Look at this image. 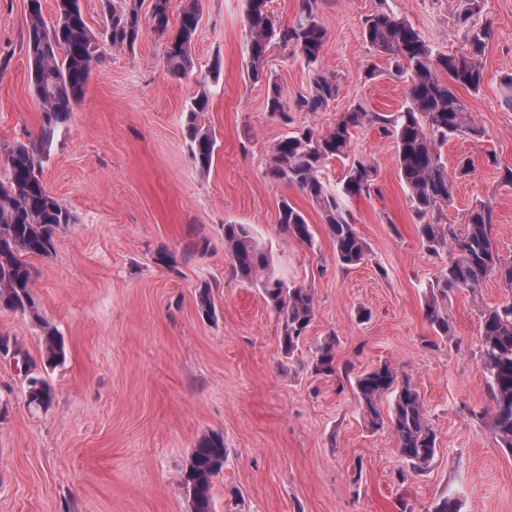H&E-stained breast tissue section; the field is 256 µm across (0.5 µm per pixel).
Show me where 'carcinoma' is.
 Segmentation results:
<instances>
[{
	"label": "carcinoma",
	"instance_id": "carcinoma-1",
	"mask_svg": "<svg viewBox=\"0 0 512 512\" xmlns=\"http://www.w3.org/2000/svg\"><path fill=\"white\" fill-rule=\"evenodd\" d=\"M102 2L105 25L98 32L88 26L80 0H56L68 4V8H57L53 24L44 20L40 0H33L29 6L22 46L42 125L36 137L7 149V164L0 167V308L29 318L42 332L40 361L26 358L31 369L27 405L37 410L48 409L55 399L42 370L63 364L66 351L63 337L45 320L35 301V271L29 258L52 257L58 231L75 223L71 209L46 188L43 164L61 125L83 101L93 70L103 63L101 44L132 50L148 26L164 38L168 70L181 77L192 66V43L200 20V0H183L175 26L170 24V0H151V13L146 19L139 0ZM320 2L302 0L296 20L283 25L268 11L267 0H248V78L266 84L267 111L285 125L291 123V118L281 86L268 74L267 53L271 44L282 43L292 46L307 64H317L327 40L319 19ZM480 11L481 0H458L455 19L465 29L466 48L456 54L436 50L419 30L393 13L381 9L369 15L364 40L376 52L391 57L394 75L409 83L407 105L388 118L358 104L325 132L308 125L301 127L274 146L268 168L270 177L299 188L324 213L336 262L342 267L358 265L369 255V247L351 224L344 202L370 192L376 170L365 159L350 157L352 131L366 123L380 124L395 139L399 173L423 247L431 253L444 249L449 255L444 273L428 286L424 306L425 318L442 337L449 336L452 329L449 293L459 288L474 290L490 276L512 288V265L503 264L498 254L489 205L473 206L459 229L442 222V207L452 204L456 180L468 174L471 161L459 159L450 172L442 159L441 146L454 136L482 134L456 92V88L463 87L477 93L483 84L481 56L492 38V28L471 23ZM337 91L336 79L315 69L310 94L297 99L295 107L321 112L335 100ZM208 104L209 95L203 87L190 102L185 122L190 156L202 170L210 168L216 150L214 137L198 125V115ZM332 157L352 158L342 185L336 189L328 187L322 178L323 164ZM277 224L281 232L313 245L310 224L285 199L279 205ZM224 251L230 256L233 276L262 289L281 322V349L294 355L315 317L311 290L277 276L271 251L247 224L224 225ZM480 340L490 400L488 426L501 447L512 450V301L482 312ZM335 358L333 340L326 339L314 347L316 371H335ZM357 389L364 416L371 426L379 428L385 419L380 403L384 396L394 395L387 419L397 436L399 453L412 471L426 468L435 456L437 437L411 381H398L394 371L383 365L359 376ZM225 457L222 433L207 431L197 439L180 474L190 512H214L213 482L224 470Z\"/></svg>",
	"mask_w": 512,
	"mask_h": 512
}]
</instances>
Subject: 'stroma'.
I'll return each instance as SVG.
<instances>
[{
    "instance_id": "1",
    "label": "stroma",
    "mask_w": 512,
    "mask_h": 512,
    "mask_svg": "<svg viewBox=\"0 0 512 512\" xmlns=\"http://www.w3.org/2000/svg\"><path fill=\"white\" fill-rule=\"evenodd\" d=\"M453 0H322L327 32L318 69L338 93L326 110L296 112L295 125L320 130L355 105L400 111L408 84L387 57L367 47V17L383 9L407 19L438 51L456 53L465 31ZM247 0H201L193 69L172 76L164 40L144 31L134 49L105 48L81 104L44 165L47 188L76 221L58 235L56 254L33 258L37 300L63 336L67 358L44 376L49 409L26 402L19 366L0 357V512H189L179 484L197 437L224 434V470L214 480L215 512H432L456 498L460 512H512V450L500 447L483 414L489 407L481 361L483 310L512 299L498 278L448 298L449 337L437 336L423 308L428 284L448 263L429 253L398 173L393 137L357 128L355 155L376 169L370 192L349 199L368 259L336 262L320 209L297 187L268 173L289 127L270 116L266 87L246 74ZM27 0H0V147L35 137L40 107L22 46ZM476 23L491 24L480 92L458 94L482 130L442 147L448 167L470 158L445 222L493 210V237L512 263V109L499 80L512 73V0H482ZM267 68L286 105L308 95L311 71L275 43ZM220 76H213V66ZM375 68V79L364 76ZM210 105L200 126L215 134L208 172L193 164L186 108L200 84ZM306 217L314 247L285 236L278 206ZM250 225L272 252L277 272L312 288L315 319L293 358L260 289L230 274L225 224ZM203 242V252L185 254ZM180 257L178 272L157 264L160 248ZM211 285L214 318L198 312ZM336 339V371L314 370L312 350ZM388 365L418 390L437 435L436 454L411 472L389 428L366 423L356 379Z\"/></svg>"
}]
</instances>
